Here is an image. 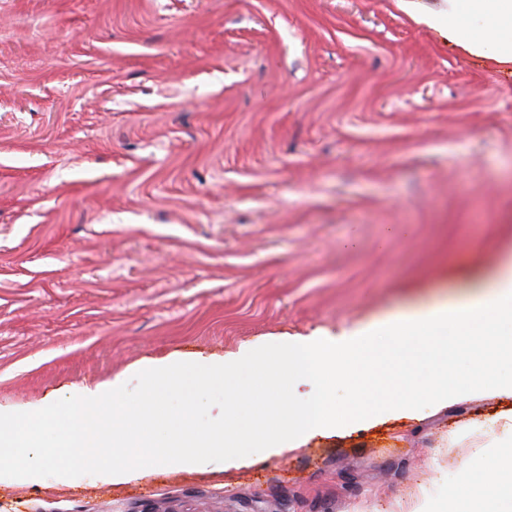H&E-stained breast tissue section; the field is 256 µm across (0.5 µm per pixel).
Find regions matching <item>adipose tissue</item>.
<instances>
[{
	"instance_id": "ef3b65f1",
	"label": "adipose tissue",
	"mask_w": 512,
	"mask_h": 512,
	"mask_svg": "<svg viewBox=\"0 0 512 512\" xmlns=\"http://www.w3.org/2000/svg\"><path fill=\"white\" fill-rule=\"evenodd\" d=\"M399 6L463 50L512 63V0H444L442 8L426 11L419 10L415 0H399ZM499 491V478L487 472L449 487L442 507L444 512H473V501Z\"/></svg>"
}]
</instances>
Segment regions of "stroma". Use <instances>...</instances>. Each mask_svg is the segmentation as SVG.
Returning a JSON list of instances; mask_svg holds the SVG:
<instances>
[{"label": "stroma", "mask_w": 512, "mask_h": 512, "mask_svg": "<svg viewBox=\"0 0 512 512\" xmlns=\"http://www.w3.org/2000/svg\"><path fill=\"white\" fill-rule=\"evenodd\" d=\"M512 258V65L398 0H0V407L360 336ZM464 394L248 465L0 483V512H410L512 478ZM500 491V480L492 472L480 476L467 478L448 488L447 497L439 504L437 510H427L429 506L423 503L416 504L411 512H473L471 503L480 500V496H497ZM446 509V510H443Z\"/></svg>", "instance_id": "stroma-1"}]
</instances>
